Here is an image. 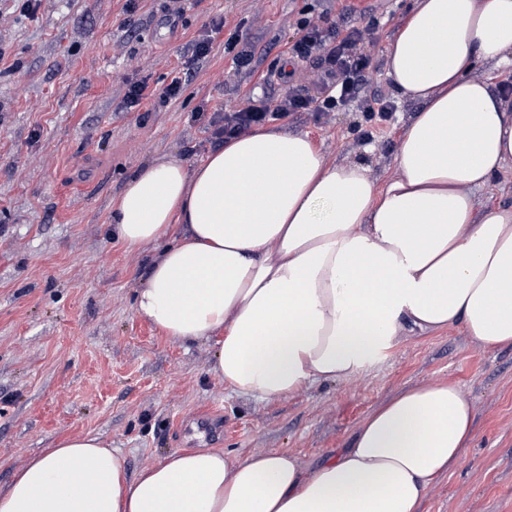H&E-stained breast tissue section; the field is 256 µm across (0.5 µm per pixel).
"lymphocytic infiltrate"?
<instances>
[{
	"instance_id": "obj_1",
	"label": "lymphocytic infiltrate",
	"mask_w": 512,
	"mask_h": 512,
	"mask_svg": "<svg viewBox=\"0 0 512 512\" xmlns=\"http://www.w3.org/2000/svg\"><path fill=\"white\" fill-rule=\"evenodd\" d=\"M300 38L290 47L289 55L294 63L307 61L316 63L321 69L318 94L293 85L292 72L279 68L268 70L263 82L279 79L286 84L285 93L277 99L275 107L248 105L235 112H213L208 125L216 140L223 141L248 133L253 126L269 121L288 118L296 112H332L358 105L363 112H392L390 100L368 97L363 94L364 75L371 60L359 49L369 39L367 28L353 26L340 29L330 22L315 21L304 17L299 19ZM185 89L182 77H173L163 88H150L147 81L128 83L122 108L129 111L152 101L154 106L163 107L178 99Z\"/></svg>"
}]
</instances>
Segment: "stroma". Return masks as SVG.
I'll use <instances>...</instances> for the list:
<instances>
[{
    "label": "stroma",
    "instance_id": "35a3bbf8",
    "mask_svg": "<svg viewBox=\"0 0 512 512\" xmlns=\"http://www.w3.org/2000/svg\"><path fill=\"white\" fill-rule=\"evenodd\" d=\"M312 2L184 0L172 33L156 23L162 0H39L31 14L0 0V490L72 436L102 438L133 473L194 448L239 459L286 451L312 465L400 390L449 382L473 406L472 440L420 512H512V347H484L458 323L406 332L350 379L255 401L210 372L214 342H173L135 311L159 249L110 238L113 203L151 162L191 167L214 148L199 105L232 112L282 94L259 76L287 66ZM349 4L367 8L361 23L375 28L363 45L364 93L393 99L395 112L386 121L354 107L298 112L276 126L309 135L327 163L364 161L381 185L397 173L398 142L418 108L397 97L385 58L413 0H327L331 19ZM233 31L258 44L252 71L224 54ZM203 37L213 51L193 60ZM179 73L186 88L175 103L121 109L127 81L161 88Z\"/></svg>",
    "mask_w": 512,
    "mask_h": 512
}]
</instances>
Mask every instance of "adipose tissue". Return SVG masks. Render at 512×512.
<instances>
[{"label": "adipose tissue", "instance_id": "adipose-tissue-1", "mask_svg": "<svg viewBox=\"0 0 512 512\" xmlns=\"http://www.w3.org/2000/svg\"><path fill=\"white\" fill-rule=\"evenodd\" d=\"M482 63L512 68V0H414L387 73L419 107L380 188L363 163L326 165L306 136L272 128L192 168L157 159L111 218L130 246L183 226L137 314L176 342L217 336L211 371L259 400L349 379L407 329L459 322L483 346H512V205L475 204L512 161V97ZM472 419L454 385L408 388L312 470L290 453L204 448L133 474L99 437H71L16 472L0 512H419Z\"/></svg>", "mask_w": 512, "mask_h": 512}]
</instances>
